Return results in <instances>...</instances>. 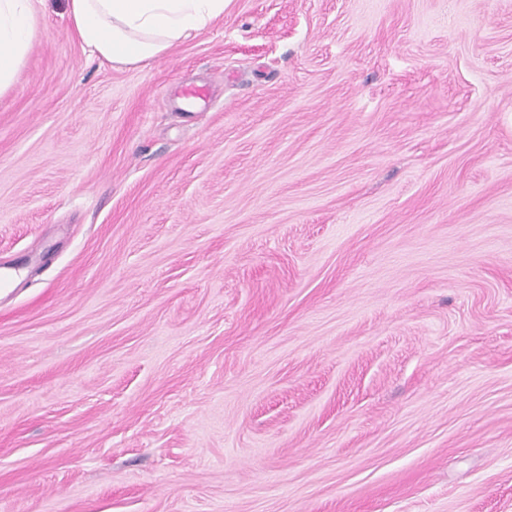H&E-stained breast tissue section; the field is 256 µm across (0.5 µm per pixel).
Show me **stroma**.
Wrapping results in <instances>:
<instances>
[{
    "label": "stroma",
    "instance_id": "obj_1",
    "mask_svg": "<svg viewBox=\"0 0 512 512\" xmlns=\"http://www.w3.org/2000/svg\"><path fill=\"white\" fill-rule=\"evenodd\" d=\"M2 261L0 512H512V0H45ZM85 52L138 66L223 18L227 0H66Z\"/></svg>",
    "mask_w": 512,
    "mask_h": 512
}]
</instances>
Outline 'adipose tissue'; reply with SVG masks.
<instances>
[{"label":"adipose tissue","instance_id":"ef3b65f1","mask_svg":"<svg viewBox=\"0 0 512 512\" xmlns=\"http://www.w3.org/2000/svg\"><path fill=\"white\" fill-rule=\"evenodd\" d=\"M225 0H67L85 52L122 66L157 59L223 18ZM41 35L36 0H0V97L14 88Z\"/></svg>","mask_w":512,"mask_h":512}]
</instances>
